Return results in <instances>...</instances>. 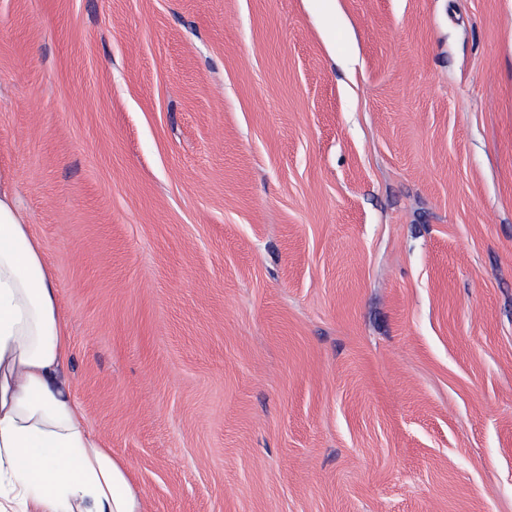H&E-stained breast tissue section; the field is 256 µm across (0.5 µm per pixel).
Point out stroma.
Wrapping results in <instances>:
<instances>
[{"mask_svg": "<svg viewBox=\"0 0 512 512\" xmlns=\"http://www.w3.org/2000/svg\"><path fill=\"white\" fill-rule=\"evenodd\" d=\"M0 189L150 512H512V0H0Z\"/></svg>", "mask_w": 512, "mask_h": 512, "instance_id": "stroma-1", "label": "stroma"}]
</instances>
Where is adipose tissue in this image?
<instances>
[{"instance_id":"obj_1","label":"adipose tissue","mask_w":512,"mask_h":512,"mask_svg":"<svg viewBox=\"0 0 512 512\" xmlns=\"http://www.w3.org/2000/svg\"><path fill=\"white\" fill-rule=\"evenodd\" d=\"M68 353L42 246L0 193V512H146L71 396Z\"/></svg>"}]
</instances>
